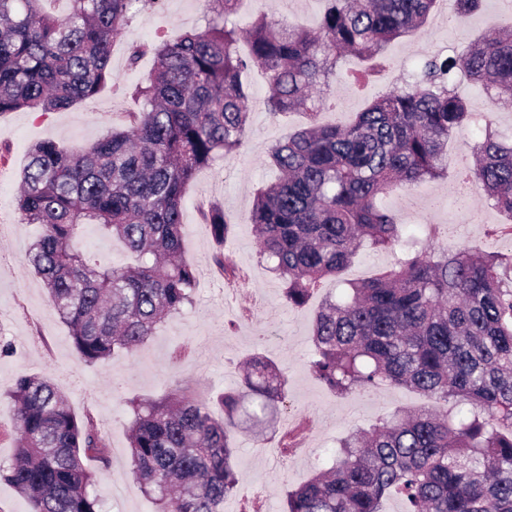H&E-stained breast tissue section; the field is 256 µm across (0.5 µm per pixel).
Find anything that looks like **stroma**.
<instances>
[{
  "label": "stroma",
  "mask_w": 512,
  "mask_h": 512,
  "mask_svg": "<svg viewBox=\"0 0 512 512\" xmlns=\"http://www.w3.org/2000/svg\"><path fill=\"white\" fill-rule=\"evenodd\" d=\"M498 0H482L465 23H449L444 11L433 13L420 29L391 42L386 50L390 66L377 80L354 87L348 72L363 68L361 58L348 55L340 62L341 77L331 80L329 93L341 102L337 112L321 113L328 124H347L377 95L402 86L415 75L422 60L460 52L478 39L512 27L502 16ZM293 26L317 27L322 0H241L234 16L247 27L259 13ZM210 15L208 0H164L157 12L137 13L112 47V79L91 103L64 112L41 114L20 110L0 114V336L12 340L16 352L0 359V463H9L16 450L14 407L7 397L19 374L46 376L66 397L76 416L92 413L110 444L108 464L92 463L95 490L103 512H154L155 507L133 481L128 450V406L131 399L156 398L172 383L190 395L209 398L236 386L246 356L259 351L274 360L288 380L284 406L293 441L308 445L309 459L292 460L281 468L278 437L255 439L239 429L236 435L238 484L227 499V512H238L241 502L263 495L270 512H281L286 493L312 476L325 463L338 439L370 429L399 410L424 406V398L402 387L386 386L363 396L329 392L309 367L314 346L310 338L316 310L329 294L346 283L374 277L393 267L397 254L369 244L359 246L352 263L339 279H325L301 307L288 305L283 282L261 263L251 212L256 191L278 177L268 152L279 140L302 127L307 116L268 112L266 75L248 71L251 90L250 125L238 152L222 156L201 169L184 198V259L197 270L192 307L160 325L138 352L118 355L88 365L72 347L67 326L47 301L41 278L28 261V249L38 233L34 224L20 223L15 210L20 172L29 149L50 139L60 145H89L112 125L121 124L137 108L128 90L153 68L152 56L137 66L127 63L126 48L151 40L156 33L174 39L184 31L204 26ZM448 173L407 192L382 195L380 204L406 224L408 233L432 241L435 247L476 245L486 252H507L512 231L491 202L475 196L460 206L453 192L461 161L471 159L470 147L449 139ZM220 203L232 223L224 248L242 270L246 284L236 290L212 263L214 241L204 222L208 204Z\"/></svg>",
  "instance_id": "stroma-1"
}]
</instances>
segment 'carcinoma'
Here are the masks:
<instances>
[{
	"mask_svg": "<svg viewBox=\"0 0 512 512\" xmlns=\"http://www.w3.org/2000/svg\"><path fill=\"white\" fill-rule=\"evenodd\" d=\"M44 0H0V114L61 112L95 99L112 75V44L132 8L163 0H68L57 15ZM204 28L128 48L155 67L130 97L142 104L91 145L36 143L20 175L16 209L40 233L28 257L48 301L86 364L131 354L157 327L194 303L196 269L183 259V202L196 173L236 152L249 123L241 75L266 71L270 113L306 107V126L271 147L278 182L255 194L251 221L260 256L286 283L288 304L349 266L362 240L400 248L398 268L328 296L313 320L310 368L332 393L383 386L418 392L429 405L399 411L350 433L331 466L286 495L284 512H381L391 493L406 512H512V277L504 257L477 247L435 249L378 204L444 175L448 139L479 131L476 161L463 173L472 194L512 220V142L486 115L512 104V31L455 57L431 56L422 77L374 98L347 125H325L333 107L317 89L339 74L344 54L379 67L387 46L422 27L437 0H325L315 29L267 14L243 34L238 0H209ZM246 36L249 51L238 43ZM489 95L480 111L457 94V75ZM205 221L226 272L230 219L218 203ZM121 240L136 263L92 259L77 247L84 228ZM287 380L260 354L240 387L213 399L180 388L129 402L131 472L157 512H224L237 483L241 414L259 420L285 403ZM9 397L18 435L14 461L0 464L30 512H101L90 492V460L107 461L94 418H78L46 377L21 374ZM456 411L448 414V403ZM223 416L216 417L214 409Z\"/></svg>",
	"mask_w": 512,
	"mask_h": 512,
	"instance_id": "1",
	"label": "carcinoma"
}]
</instances>
